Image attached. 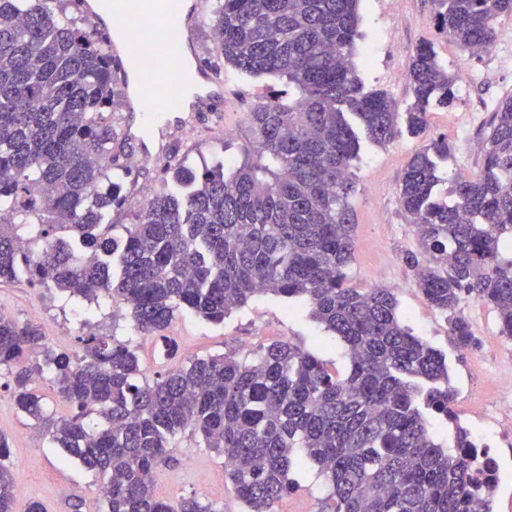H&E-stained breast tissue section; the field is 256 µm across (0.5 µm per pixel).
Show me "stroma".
I'll return each instance as SVG.
<instances>
[{
	"mask_svg": "<svg viewBox=\"0 0 512 512\" xmlns=\"http://www.w3.org/2000/svg\"><path fill=\"white\" fill-rule=\"evenodd\" d=\"M360 36L354 58L358 74L369 90L385 91L398 111H406L412 94L406 80L416 47L431 43L448 71L467 73L465 92L455 95L451 106L432 108L424 135H401L379 146L361 140L351 163L353 191L348 199L355 228V255L347 270L351 286L360 289H393L405 325L445 355L450 381L456 391L455 409L472 430L486 431V446L498 459L502 486L494 493L493 512H512V436L495 435L505 417H512V390L499 386L497 375L512 372V341L498 333V317L488 306L473 298L460 304L477 349L457 351L449 340L446 316L432 307L416 285V272L405 261L409 252H418L415 228L400 209L397 187L411 157L430 139L447 137L452 147L449 159L438 161L435 192L446 198L456 173L481 169V134L500 99L512 95V66L502 55L512 54V14L495 22L496 53L477 55L448 41L435 27L430 0H360ZM194 59L198 68L223 78L224 99L214 102L211 112L198 116L194 128L171 140L167 152L147 167H132L123 179L122 206L113 208L109 220L128 223L129 212L156 193L168 189L169 163L183 160L194 168L223 164L232 171L256 158V143L248 114L267 97L287 96L286 81L271 76H250L226 64L217 50L210 28L200 24L196 31ZM0 306L18 323L41 326L55 345L72 349L77 337L90 333L133 337V323L126 306L106 301L90 304L66 300L59 292L30 284L27 279L0 283ZM177 344L175 357H167L162 341L143 339L139 350L146 377L182 362L209 355L231 354L243 359L263 345L290 339L338 368L348 364L343 343L325 331L310 316L308 304L264 294L253 297L234 310L223 324L203 321L193 313L180 312L167 331ZM0 375V434L9 438L15 484L14 512H26L30 500H40L46 512H69L66 503L83 501L82 512H104L102 496L93 494L95 478L82 467L65 461L59 449L41 437L34 423L21 413ZM293 477L298 489L283 499L277 512H329V489L311 463H301ZM156 493L178 500L195 496L220 507L222 512H244L231 484L224 478V459L204 447L197 438L177 437L169 458L155 471Z\"/></svg>",
	"mask_w": 512,
	"mask_h": 512,
	"instance_id": "obj_1",
	"label": "stroma"
}]
</instances>
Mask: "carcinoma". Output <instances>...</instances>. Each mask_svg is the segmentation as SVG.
<instances>
[{"label":"carcinoma","instance_id":"1","mask_svg":"<svg viewBox=\"0 0 512 512\" xmlns=\"http://www.w3.org/2000/svg\"><path fill=\"white\" fill-rule=\"evenodd\" d=\"M438 33L469 51L492 41L512 0H432ZM358 0H216L212 35L224 62L287 81L249 113L258 158L197 171L180 162L173 186L130 211L112 234L123 156L112 151L122 92L110 44L91 20H62L53 0H0V282L22 275L88 303L126 305L138 335L163 340L175 314L222 324L259 294L302 299L346 346L340 370L298 343L277 340L246 363L195 358L147 378L136 349L115 336L51 343L34 323L0 315V368L38 433L86 470L107 477L106 512H218L177 504L151 480L173 439L188 433L224 456L245 512H275L297 488L293 469L319 468L330 512H490L496 461L452 408L445 357L403 323L390 288L347 283L353 261L348 169L356 127L378 145L400 132L394 101L367 91L353 63ZM406 130L420 135L434 106L454 101L458 76L427 43L407 73ZM440 137L401 175L400 209L425 263L406 255L427 301L446 314L460 350L479 347L459 311L473 297L512 340V96L483 133L482 167L436 197ZM39 375L76 412H47ZM452 424L437 440L422 409ZM11 446L0 434V512H13Z\"/></svg>","mask_w":512,"mask_h":512}]
</instances>
